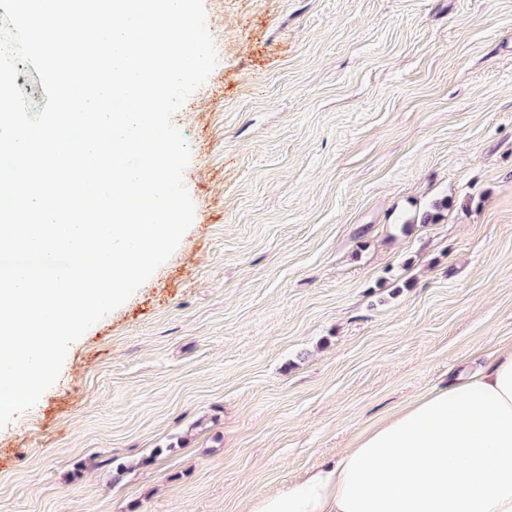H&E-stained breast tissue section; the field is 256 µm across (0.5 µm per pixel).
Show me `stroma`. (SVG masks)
Listing matches in <instances>:
<instances>
[{"mask_svg": "<svg viewBox=\"0 0 512 512\" xmlns=\"http://www.w3.org/2000/svg\"><path fill=\"white\" fill-rule=\"evenodd\" d=\"M194 220L0 429V512H249L512 342V0H204Z\"/></svg>", "mask_w": 512, "mask_h": 512, "instance_id": "1", "label": "stroma"}]
</instances>
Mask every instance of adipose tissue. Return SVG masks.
Returning <instances> with one entry per match:
<instances>
[{
  "instance_id": "ef3b65f1",
  "label": "adipose tissue",
  "mask_w": 512,
  "mask_h": 512,
  "mask_svg": "<svg viewBox=\"0 0 512 512\" xmlns=\"http://www.w3.org/2000/svg\"><path fill=\"white\" fill-rule=\"evenodd\" d=\"M249 512H512V343Z\"/></svg>"
}]
</instances>
